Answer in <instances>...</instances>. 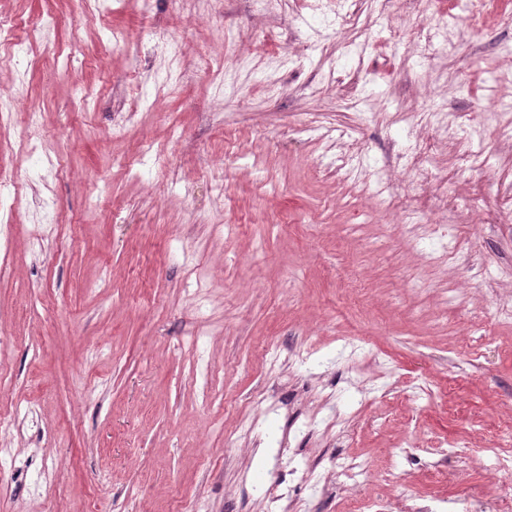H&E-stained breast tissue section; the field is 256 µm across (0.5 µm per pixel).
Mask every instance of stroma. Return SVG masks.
I'll return each mask as SVG.
<instances>
[{
    "label": "stroma",
    "instance_id": "stroma-1",
    "mask_svg": "<svg viewBox=\"0 0 512 512\" xmlns=\"http://www.w3.org/2000/svg\"><path fill=\"white\" fill-rule=\"evenodd\" d=\"M0 20L25 48L18 61L0 48V93L23 90L47 132L28 138L21 109L0 124V370L17 407L0 429L15 480L0 512H177L190 496L204 512H281L272 484L309 512H343L357 488L293 477L323 453L363 461L388 512L408 492L457 493L428 454L389 450L403 436L486 444L512 415V326L478 357L464 342L471 321L512 305L496 277L512 230L455 211L465 243L435 268L431 239L359 182L415 193L414 141L390 116L444 112L456 133L483 125L493 162L461 171L448 141L449 196L512 192L495 122L512 106L496 78L512 0H482L475 24L463 0H194L187 13L94 0L86 14L75 0H0ZM425 24L457 33L456 54L424 51ZM268 343L312 354L271 373ZM415 377L446 400L408 403ZM296 409L309 431L289 430ZM331 410L353 435L326 424ZM388 469L402 480L386 488Z\"/></svg>",
    "mask_w": 512,
    "mask_h": 512
}]
</instances>
